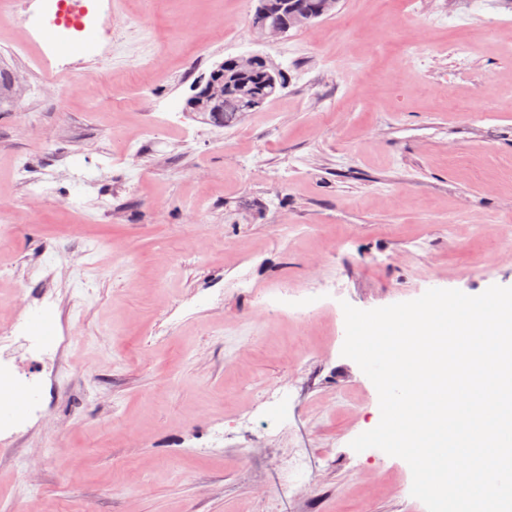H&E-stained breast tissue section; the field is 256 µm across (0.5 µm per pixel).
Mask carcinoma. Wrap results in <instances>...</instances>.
I'll use <instances>...</instances> for the list:
<instances>
[{
  "instance_id": "1",
  "label": "carcinoma",
  "mask_w": 512,
  "mask_h": 512,
  "mask_svg": "<svg viewBox=\"0 0 512 512\" xmlns=\"http://www.w3.org/2000/svg\"><path fill=\"white\" fill-rule=\"evenodd\" d=\"M279 0H267L269 12L254 13L250 19L252 29L258 31L265 25H271L281 19V13L275 8ZM296 6L300 16L309 25L315 20L333 15L339 0H289ZM286 76L270 75L259 67L254 72L239 75L234 70V57L224 59V101L215 107L204 106L197 115L216 126H231L242 117L261 111L277 93L284 89Z\"/></svg>"
}]
</instances>
